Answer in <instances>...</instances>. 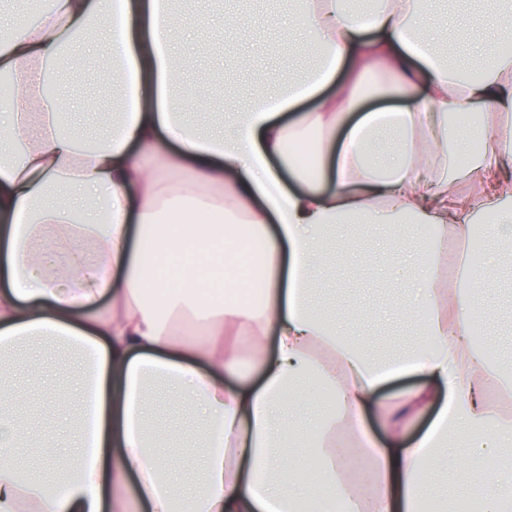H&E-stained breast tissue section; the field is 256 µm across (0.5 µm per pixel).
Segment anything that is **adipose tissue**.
Segmentation results:
<instances>
[{
	"mask_svg": "<svg viewBox=\"0 0 512 512\" xmlns=\"http://www.w3.org/2000/svg\"><path fill=\"white\" fill-rule=\"evenodd\" d=\"M297 2L314 43L289 55L315 51L316 68L225 113L218 133L191 118L206 89L178 88L187 53L172 0H45L37 22L0 41V74L15 79L0 104V353L52 342L85 367L78 452L58 456L50 475L36 457L51 437L11 414L18 392L0 384V512H297L319 481L346 512H417L422 502L447 512L426 483L474 474L481 512H512V470L500 462L512 423L487 397L511 392L512 380L472 350L485 316L463 296L476 213L512 225V56L482 57L484 76L454 78L415 35L425 0H378L371 13ZM103 16L113 30L99 65L116 66L122 104L80 151L60 121L70 97L41 92L44 65L68 75ZM393 94L403 108L361 112L362 99ZM306 99L315 107L298 111ZM461 180L480 195L462 197ZM357 220L418 230L415 243L394 242L415 253L420 333L397 360L375 361L340 336L339 318L314 309L323 232ZM244 225L263 245L256 304L239 295ZM210 271L223 275V294H206ZM314 373L333 387V409L309 424L311 451L294 459L286 411ZM403 374L426 382L379 397ZM156 382L200 416L191 480L177 477L178 454L155 450ZM368 413L386 437L370 451L369 491L340 468L337 440L359 442Z\"/></svg>",
	"mask_w": 512,
	"mask_h": 512,
	"instance_id": "adipose-tissue-1",
	"label": "adipose tissue"
}]
</instances>
